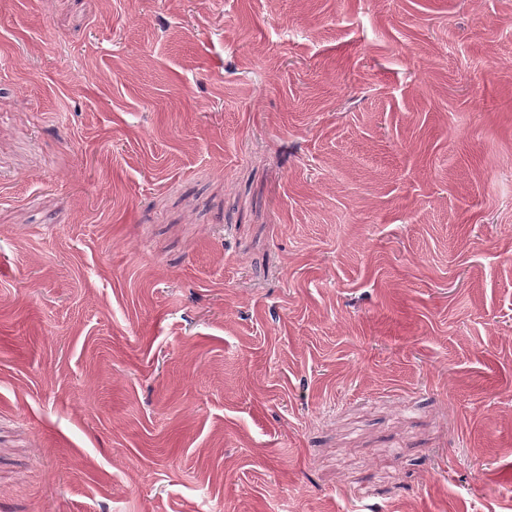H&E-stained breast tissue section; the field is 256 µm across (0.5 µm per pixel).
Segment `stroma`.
<instances>
[{
    "mask_svg": "<svg viewBox=\"0 0 512 512\" xmlns=\"http://www.w3.org/2000/svg\"><path fill=\"white\" fill-rule=\"evenodd\" d=\"M0 512H512V0H0Z\"/></svg>",
    "mask_w": 512,
    "mask_h": 512,
    "instance_id": "1",
    "label": "stroma"
}]
</instances>
